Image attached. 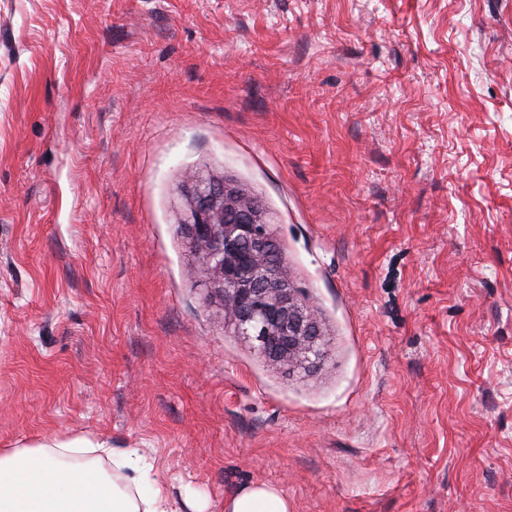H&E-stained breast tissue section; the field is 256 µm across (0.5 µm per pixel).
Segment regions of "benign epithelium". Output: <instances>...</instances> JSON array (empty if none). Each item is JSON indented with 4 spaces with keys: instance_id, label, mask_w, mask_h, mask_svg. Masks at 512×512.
<instances>
[{
    "instance_id": "benign-epithelium-1",
    "label": "benign epithelium",
    "mask_w": 512,
    "mask_h": 512,
    "mask_svg": "<svg viewBox=\"0 0 512 512\" xmlns=\"http://www.w3.org/2000/svg\"><path fill=\"white\" fill-rule=\"evenodd\" d=\"M184 225L236 333L276 363L319 358L318 322L281 261L271 259L273 238L256 200L227 181H202Z\"/></svg>"
}]
</instances>
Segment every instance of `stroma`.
Segmentation results:
<instances>
[{"mask_svg": "<svg viewBox=\"0 0 512 512\" xmlns=\"http://www.w3.org/2000/svg\"><path fill=\"white\" fill-rule=\"evenodd\" d=\"M208 178L319 360L225 323ZM72 437L173 512H512V0H0V451ZM183 224L236 333L276 363L319 358L318 322L280 259H271L273 238L256 200L227 181H201ZM292 504L279 488L256 483L243 487L224 502V512H292Z\"/></svg>", "mask_w": 512, "mask_h": 512, "instance_id": "stroma-1", "label": "stroma"}]
</instances>
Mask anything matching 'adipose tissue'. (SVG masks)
<instances>
[{
    "label": "adipose tissue",
    "instance_id": "ef3b65f1",
    "mask_svg": "<svg viewBox=\"0 0 512 512\" xmlns=\"http://www.w3.org/2000/svg\"><path fill=\"white\" fill-rule=\"evenodd\" d=\"M103 452L112 471L92 462ZM137 452L85 439L0 452V512H170L166 486ZM224 512H292L279 488L256 483L224 503Z\"/></svg>",
    "mask_w": 512,
    "mask_h": 512
}]
</instances>
